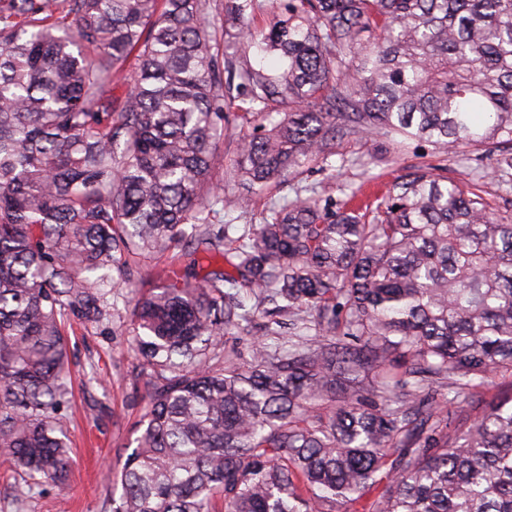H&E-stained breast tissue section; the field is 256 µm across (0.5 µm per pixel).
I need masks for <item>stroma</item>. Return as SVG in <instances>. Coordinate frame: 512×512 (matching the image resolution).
<instances>
[{"instance_id": "35a3bbf8", "label": "stroma", "mask_w": 512, "mask_h": 512, "mask_svg": "<svg viewBox=\"0 0 512 512\" xmlns=\"http://www.w3.org/2000/svg\"><path fill=\"white\" fill-rule=\"evenodd\" d=\"M330 163L313 161L261 191L251 194L243 208L217 215V223L237 226L261 223L271 202L312 189L323 204L341 203V185L366 193L383 192L386 185L411 166L437 168L449 178L471 184L491 204L512 211V193L501 191L490 177L489 161L472 153L438 151L428 143H411L397 152L371 133L338 138ZM116 313L111 330L74 325L69 333V365L73 395L65 410L72 440L73 467L65 490L46 485L21 509L12 503L9 469L0 464V512H98L101 498L133 447L134 424L143 412L144 381L127 346L129 306L126 291L113 288Z\"/></svg>"}]
</instances>
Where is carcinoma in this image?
<instances>
[{"label": "carcinoma", "instance_id": "1", "mask_svg": "<svg viewBox=\"0 0 512 512\" xmlns=\"http://www.w3.org/2000/svg\"><path fill=\"white\" fill-rule=\"evenodd\" d=\"M0 0V457L67 485V328L130 295L137 447L100 512H512V213L432 171L361 208L297 197L236 236L215 205L347 133L492 160L512 188V0ZM276 54L268 72L250 50ZM131 89L112 99L129 58ZM255 133L213 182L235 99ZM220 264L160 288L133 258ZM255 303L248 308L241 294ZM301 320L242 360L264 301Z\"/></svg>", "mask_w": 512, "mask_h": 512}]
</instances>
